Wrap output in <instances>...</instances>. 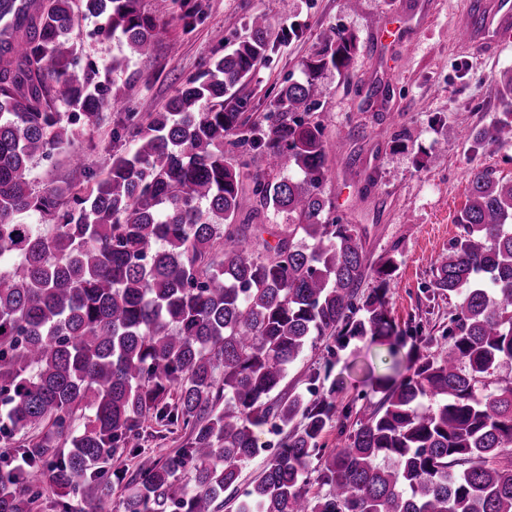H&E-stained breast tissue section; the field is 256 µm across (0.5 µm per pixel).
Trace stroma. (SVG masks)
<instances>
[{"label": "stroma", "mask_w": 512, "mask_h": 512, "mask_svg": "<svg viewBox=\"0 0 512 512\" xmlns=\"http://www.w3.org/2000/svg\"><path fill=\"white\" fill-rule=\"evenodd\" d=\"M467 0H202L203 15L191 20L170 0H145L161 27L150 58L131 59L139 78L126 89V111H162L179 84L201 63L231 50L250 34L256 14L269 22L268 50L234 98L245 112L276 109L288 82L302 79V62L333 27L355 33L358 50L351 78L325 74L315 110L327 125L325 195L345 222L357 225L370 261L395 254L396 271L387 289L390 317L408 359L416 338L441 335L448 325V294L433 288L432 263L447 253L460 234L456 222L464 207L467 180L486 170L512 180V142L497 143L486 132L512 110V94L499 81L512 68V43L486 56L465 47L455 29ZM395 13L413 26L411 37L382 42L381 19ZM98 19L82 18L76 29L82 53L93 60L105 82L123 83L113 58L125 47L98 34ZM382 84L385 96L368 91ZM90 153L106 165L112 152V123L73 126L52 161H35L31 177L38 189L63 180L70 155ZM321 368L316 383L311 369ZM391 372L386 348L366 339L351 340L328 357L323 346L309 349L288 371L284 393L334 392L338 407H352L337 419L321 443L335 447L340 433L352 432L382 393L374 377Z\"/></svg>", "instance_id": "1"}]
</instances>
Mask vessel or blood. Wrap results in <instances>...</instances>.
<instances>
[{
    "mask_svg": "<svg viewBox=\"0 0 512 512\" xmlns=\"http://www.w3.org/2000/svg\"><path fill=\"white\" fill-rule=\"evenodd\" d=\"M457 31L463 44L496 55L512 41V0H469Z\"/></svg>",
    "mask_w": 512,
    "mask_h": 512,
    "instance_id": "b4317fda",
    "label": "vessel or blood"
}]
</instances>
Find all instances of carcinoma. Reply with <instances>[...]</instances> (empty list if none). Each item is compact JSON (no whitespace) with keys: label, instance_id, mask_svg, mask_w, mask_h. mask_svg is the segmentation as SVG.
Listing matches in <instances>:
<instances>
[{"label":"carcinoma","instance_id":"carcinoma-1","mask_svg":"<svg viewBox=\"0 0 512 512\" xmlns=\"http://www.w3.org/2000/svg\"><path fill=\"white\" fill-rule=\"evenodd\" d=\"M28 3L16 13L0 0L26 44L18 56L0 46V512H33L46 474L86 512H106L115 485L122 512H214L229 489L235 512H512V379L488 381L512 364V181L471 175L462 233L432 263L448 327L420 337L400 380L324 448L352 407L281 394L290 366L319 342L334 356L394 333L395 259L370 263L356 227L336 218L327 126L311 112L326 72L350 75L356 35L325 30L303 79L261 118L228 107L267 50L268 20L255 15L250 36L163 111L118 113L120 148L103 170L72 155L63 184L39 190L32 163L124 101L79 53V17L125 43L114 73L151 55L159 24L143 0ZM488 134L512 141V113ZM156 425L184 432L182 446L126 469ZM263 427L282 438L240 492ZM186 466L189 489L175 480Z\"/></svg>","mask_w":512,"mask_h":512}]
</instances>
